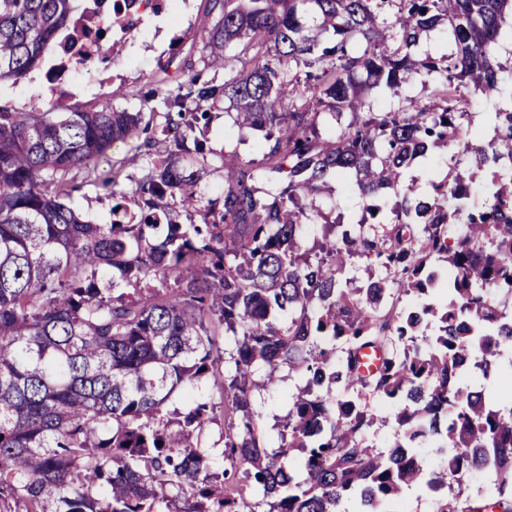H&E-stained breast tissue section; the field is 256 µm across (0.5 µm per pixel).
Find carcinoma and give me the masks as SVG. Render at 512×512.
<instances>
[{
  "label": "carcinoma",
  "mask_w": 512,
  "mask_h": 512,
  "mask_svg": "<svg viewBox=\"0 0 512 512\" xmlns=\"http://www.w3.org/2000/svg\"><path fill=\"white\" fill-rule=\"evenodd\" d=\"M79 0H0V82H18L75 33ZM206 67L224 82L165 77L136 112L109 104L30 112L0 106V503L24 512H387L423 484L432 512H512V397L490 402L467 379L496 373L512 346V103L494 136L471 144L460 119L473 91L494 92L491 48L512 38V0H209ZM330 34L320 46L308 12ZM443 27L455 50L415 58L419 35ZM239 51H229L230 45ZM421 67L438 73L426 101L364 112L356 77L395 94ZM227 100L232 125L262 134L260 159L206 148L207 107ZM351 119L343 124L344 110ZM340 124L322 139L316 118ZM120 167L142 179L111 189L112 221L64 203L74 174L92 175L118 142ZM444 145L491 171L486 200L460 174L432 183L435 213L403 172ZM165 146L164 154L158 153ZM224 168L223 208H201L209 158ZM343 178L376 223L327 224L305 247L314 197ZM136 221H123L131 207ZM197 212L199 224H183ZM463 224L448 237V225ZM383 275L342 286L355 260ZM456 276L444 284L439 270ZM155 284H150V281ZM173 287H167L168 282ZM234 346L221 349L214 324ZM377 368L359 371L365 348ZM224 369V469L203 436L215 406L180 389ZM262 375H257L258 370ZM303 386L263 435L253 393L283 371ZM343 396L333 395L336 389ZM376 397L397 404L387 451L367 444ZM492 502L461 498L477 472ZM457 485V491L449 490Z\"/></svg>",
  "instance_id": "obj_1"
}]
</instances>
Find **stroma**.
Returning a JSON list of instances; mask_svg holds the SVG:
<instances>
[{
	"label": "stroma",
	"mask_w": 512,
	"mask_h": 512,
	"mask_svg": "<svg viewBox=\"0 0 512 512\" xmlns=\"http://www.w3.org/2000/svg\"><path fill=\"white\" fill-rule=\"evenodd\" d=\"M216 15L210 14L207 0H170L165 14L149 16L135 36L126 42L110 46V62L94 67L92 73H78L71 78L70 95L64 101V109H81L104 103L118 109L137 111L141 100L149 97L155 88V76L168 61H176L186 74L201 75L205 80L223 82V71L206 68L208 55L200 38L202 27L214 24ZM496 58L503 68L504 91L489 95H476L471 99L464 122L481 132L483 140L494 134L491 114L495 108L511 96L507 87L512 84V46L500 44ZM51 97L47 79L29 77L20 82L0 83V104L43 111ZM213 119L207 134L208 145L215 151L230 149L241 159L258 157L261 136L248 130H238L225 123L224 108L212 107ZM456 168L462 175H469L471 168L466 156H451L448 150L434 149L424 159L415 161L404 172V182L413 187L417 195H426L433 178L447 174ZM74 189L68 200L69 206L86 220L111 221L112 197L101 184L77 174ZM326 221L343 224L355 223L363 214L364 202L345 182H332L331 188L318 200ZM302 380L299 376L280 383L276 391L263 392L254 398V405L261 414V426L268 436H275L273 423L288 412V395L295 391Z\"/></svg>",
	"instance_id": "1"
}]
</instances>
